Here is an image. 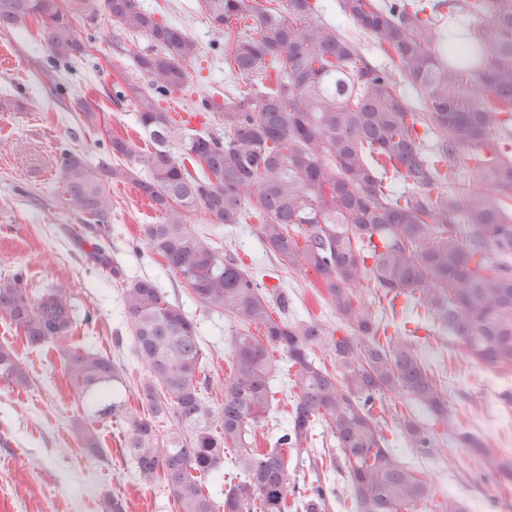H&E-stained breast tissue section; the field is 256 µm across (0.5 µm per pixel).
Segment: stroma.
Returning <instances> with one entry per match:
<instances>
[{"label":"stroma","instance_id":"obj_1","mask_svg":"<svg viewBox=\"0 0 512 512\" xmlns=\"http://www.w3.org/2000/svg\"><path fill=\"white\" fill-rule=\"evenodd\" d=\"M137 3L159 22L183 29L198 46L187 67V83L168 93L187 114L180 126L184 135L223 132L217 113L204 109L205 100L223 102L247 84L274 87V79L264 75L225 70L224 38L212 27L202 0ZM339 3L318 0L320 17L354 40L373 66L395 71L372 35L342 15ZM71 21L86 50L67 68L55 67L48 47L33 41L26 30L0 29V97L21 104L20 109L0 112V279L20 271L31 289H67L77 319L74 343L116 361L125 389L133 391L145 371L133 354L121 288L142 276L156 278L167 298L178 301L194 320L210 353L213 378L208 397L221 404L234 327L224 316L190 301L177 277L152 258L141 228L161 223L162 214L130 182L110 183L112 263L106 266L94 255L97 236L92 223L59 200L56 173L63 150L96 162L106 152L111 133L127 137L138 154L150 148L136 121L133 96L127 93L120 99L116 92L147 87L148 79L134 56L153 53V42L146 34L124 30L96 2L74 11ZM51 71L56 74L52 81L47 78ZM81 99L96 105L102 128L83 123L77 106ZM188 227L195 234L209 233L221 252L236 255L264 287L287 290L289 320L318 317L336 325L334 311L316 293L314 276L280 265L259 239L255 224L227 228L200 209L190 215ZM116 268L121 277L113 276ZM0 344L17 347L31 379L30 387L20 392L0 382V512H106L111 499L122 512H179L166 488L146 486L137 479L124 427L110 418H91L56 346L24 348L19 330L1 318ZM416 344L443 383L460 429L481 437L491 452L512 456V404H505L502 397L504 390L512 391V374L468 361L460 343L436 328L420 332ZM78 420L96 430L101 454L84 448L74 431ZM386 435L400 461L429 475L434 503L453 498L467 512H512V485L484 477L478 459L443 428L435 430L437 453L425 459L416 455L398 429H389Z\"/></svg>","mask_w":512,"mask_h":512}]
</instances>
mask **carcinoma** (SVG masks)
<instances>
[{
	"label": "carcinoma",
	"instance_id": "1",
	"mask_svg": "<svg viewBox=\"0 0 512 512\" xmlns=\"http://www.w3.org/2000/svg\"><path fill=\"white\" fill-rule=\"evenodd\" d=\"M204 0L212 26L225 35L224 65L243 74L276 71V88L252 87L224 96V135L178 138L169 113L148 91L132 88L137 123L152 150L140 176L113 163L134 157L132 145L108 136V155L91 166L60 154V200L90 217L109 239L112 200L106 186L131 181L164 216L145 224L143 239L185 293L236 324L224 402L207 398L210 377L194 321L158 283H127L122 302L136 357L147 379L128 403L115 388L120 368L107 355L70 344L74 313L61 288L32 293L16 274L0 281V316L29 348L56 344L66 373L94 415L127 428V452L140 480L161 484L180 512H326L334 488L327 477L345 471L354 512L427 508L425 471L389 448L388 422L420 455L433 453L432 431L398 401L425 407L451 428L448 400L421 359L413 338L431 323L458 338L472 361L512 371V0H341L340 10L397 62L423 92L415 111L393 74L369 64L336 26L316 15L311 0ZM123 28L149 35L158 51L135 56L150 88L183 86L196 43L158 22L136 0H100ZM448 8V14L442 9ZM489 9L485 24L446 56L432 50L443 17ZM249 25L236 33L232 25ZM32 28L58 61L85 52L60 0H0V28ZM431 131L424 145L417 127ZM178 142L175 153L172 143ZM475 162L469 187L456 189L457 161ZM404 183L397 191L392 181ZM204 209L214 223L234 227L255 216L258 232L279 263L313 272L351 333L336 335L318 319L290 321L288 292L269 294L230 254L196 236L187 220ZM464 214L474 236L463 245L452 220ZM386 300L376 315L370 288ZM402 318H397L396 307ZM279 310L273 316L272 308ZM288 361L291 411L273 448H255L254 426L268 413L276 364ZM0 381L30 386L16 352L0 345ZM166 424L160 432L159 424ZM336 438L340 455L321 460L307 484L291 479L286 456L310 457L317 426ZM90 452L95 430L77 422ZM454 438L496 482H512V458L489 451L475 435ZM239 481L224 499L208 485L224 483V461Z\"/></svg>",
	"mask_w": 512,
	"mask_h": 512
}]
</instances>
